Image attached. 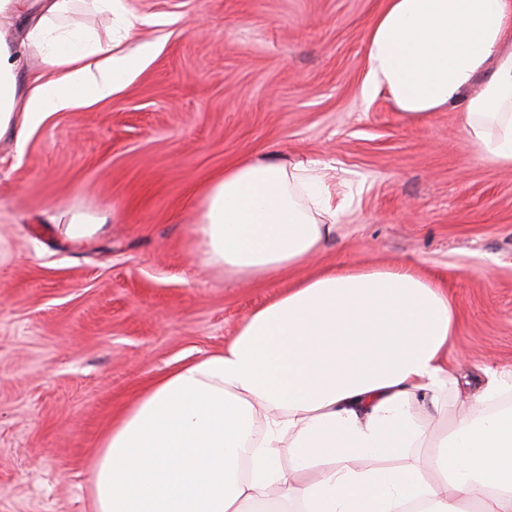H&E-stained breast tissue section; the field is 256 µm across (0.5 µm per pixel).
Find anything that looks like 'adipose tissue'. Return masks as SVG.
<instances>
[{"label": "adipose tissue", "instance_id": "adipose-tissue-1", "mask_svg": "<svg viewBox=\"0 0 512 512\" xmlns=\"http://www.w3.org/2000/svg\"><path fill=\"white\" fill-rule=\"evenodd\" d=\"M113 18L101 39L77 6ZM0 139L111 99L132 78L123 0H0ZM361 96L423 120L459 110L483 158L512 167V0H385L366 31ZM40 58L29 72L26 59ZM325 169L242 161L191 202L192 253L266 278L320 251L336 227ZM456 309L402 265L332 269L255 309L222 352L159 376L105 436L94 512H512L511 386L468 396L448 361ZM463 415L434 431L418 412ZM422 457L394 469L370 457Z\"/></svg>", "mask_w": 512, "mask_h": 512}]
</instances>
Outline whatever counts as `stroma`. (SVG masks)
<instances>
[{"label": "stroma", "instance_id": "1", "mask_svg": "<svg viewBox=\"0 0 512 512\" xmlns=\"http://www.w3.org/2000/svg\"><path fill=\"white\" fill-rule=\"evenodd\" d=\"M152 44L112 99L0 141V512H91L112 426L159 375L222 351L240 322L337 266L407 265L458 315L468 381L512 372V167L458 111L364 101L383 0H124ZM319 162L343 210L321 252L265 279L190 251L189 201L241 161ZM97 219L74 244L60 217Z\"/></svg>", "mask_w": 512, "mask_h": 512}]
</instances>
